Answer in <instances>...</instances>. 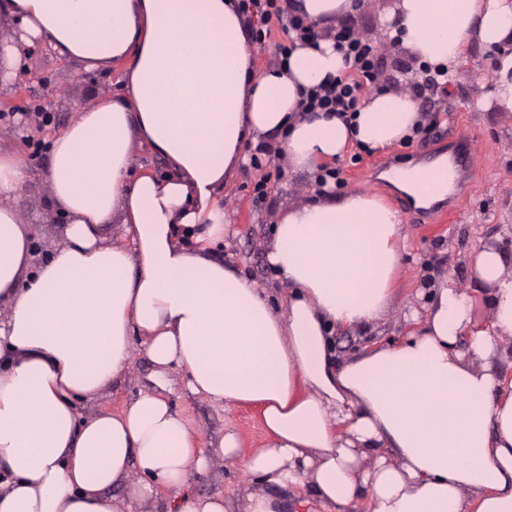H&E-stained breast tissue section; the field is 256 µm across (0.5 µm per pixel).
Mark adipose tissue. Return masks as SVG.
<instances>
[{
	"mask_svg": "<svg viewBox=\"0 0 512 512\" xmlns=\"http://www.w3.org/2000/svg\"><path fill=\"white\" fill-rule=\"evenodd\" d=\"M361 0H290L322 26ZM20 46L47 43L89 69L124 63L125 91L83 107L56 133L45 179L66 218L44 260L10 205L27 178L0 152V512H122L174 490L157 512H234L186 492L208 464L189 421L158 394L81 416L129 368L132 337L153 363L182 367L195 395L263 408L269 437L245 467L270 485H310L324 512H512V388L491 361L512 339V269L473 249L478 285L440 284L423 328L338 363L336 327L386 311L403 220L376 197H318L283 211L268 261L288 284L284 310L214 256L224 189L260 137L295 169L315 170L360 143L412 136L413 96L365 99L352 122L303 111L306 90L345 70L329 39L287 65L257 69L237 0H0ZM381 24L445 71L472 40L495 50L491 98L512 111V0H396ZM147 144L164 175L132 173ZM454 171L408 168L396 185L417 202L447 193ZM487 303L489 328L474 311ZM141 475H134L133 465ZM123 486L124 499L110 496Z\"/></svg>",
	"mask_w": 512,
	"mask_h": 512,
	"instance_id": "adipose-tissue-1",
	"label": "adipose tissue"
}]
</instances>
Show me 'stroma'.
Masks as SVG:
<instances>
[{"label": "stroma", "mask_w": 512, "mask_h": 512, "mask_svg": "<svg viewBox=\"0 0 512 512\" xmlns=\"http://www.w3.org/2000/svg\"><path fill=\"white\" fill-rule=\"evenodd\" d=\"M382 0H367L355 15L318 28L319 37H333L337 28L348 27L374 45L383 42L379 15ZM384 64L376 86L381 90L410 93L423 117L420 133L412 141L385 150L362 153L360 161L342 156L336 165L342 170L345 187L336 191L343 197L366 192L367 176L376 164L410 160L423 164L450 154V144L464 134L475 135L479 149L469 179L470 193L463 195L456 211L444 218L414 209L410 197L395 185L375 190L376 198L397 210L403 219L405 248L397 274L395 293L382 319L368 331L340 328L336 347L341 359H349L371 346L398 343L422 327L430 305L431 284L448 280L458 288L475 284L471 254L482 243L512 255V112L489 107L477 108L492 87L493 52L478 42L467 43L452 66L447 90L432 85L429 74L414 54L407 50H385ZM408 65L416 78L407 83L397 72L396 63ZM22 94H15L12 83L0 85V151H21L29 176L12 205L29 221L33 249L37 257L48 255L60 241L62 219L55 213L44 174L50 157V140L91 101L119 94L123 67L87 70L59 60L50 48H43L25 62ZM49 113L51 119L35 124L33 115ZM267 156L280 169L271 180L266 195L255 198L253 187L261 172L253 167L236 171L224 191L227 220L223 243L216 248L225 264L234 266L257 287L271 289L277 302H284L286 291L279 286L276 272L267 263L271 229L279 214L312 198L317 184L314 175L295 170L275 140H268ZM158 392L173 410L189 419L195 444L209 458L203 473L193 475L190 490L198 496L225 495L244 504L249 493L268 492L284 505H295L310 497V487L266 486L246 469L247 459L267 439L259 406L243 404L231 409L205 398L190 395L185 373L177 366L158 369L141 343H134L132 361L125 375L95 400L77 401L82 414L99 410L121 411L142 392ZM234 431L238 446L223 454L219 442L225 432Z\"/></svg>", "instance_id": "1"}]
</instances>
